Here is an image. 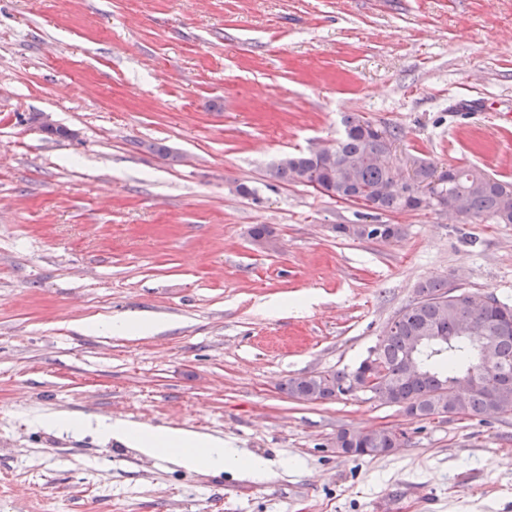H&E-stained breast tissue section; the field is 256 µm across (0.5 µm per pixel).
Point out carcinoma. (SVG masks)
<instances>
[{"label": "carcinoma", "mask_w": 512, "mask_h": 512, "mask_svg": "<svg viewBox=\"0 0 512 512\" xmlns=\"http://www.w3.org/2000/svg\"><path fill=\"white\" fill-rule=\"evenodd\" d=\"M343 131L332 143L334 159H314L308 154L285 155L266 171L274 182L309 181L327 184V189L346 194L358 193L362 205L380 213H398L428 209L411 194V188L392 187V172L387 160L388 145L395 134H367L364 127L372 122L359 114L342 120ZM438 166L420 159L414 188L425 189L439 177L435 204L445 205L475 221L512 224V183L489 175L478 167L450 166L437 175ZM391 333L379 338L368 355L350 371H325L288 379L286 390L296 399L311 401L338 399L343 389L357 382L370 395L389 404L402 406L420 420L453 412L463 418H485L497 407L512 409V305L491 293L463 290L448 295V281L432 278L419 283L416 297L393 320ZM411 336H436L443 344L423 348L416 357L420 373H405L407 340ZM493 347L496 363L481 364L478 347ZM470 375L481 388L461 393L454 382ZM401 431L365 432L343 430L336 435L338 448H368L372 457L387 454L399 446Z\"/></svg>", "instance_id": "carcinoma-1"}]
</instances>
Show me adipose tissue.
Here are the masks:
<instances>
[{"label":"adipose tissue","instance_id":"adipose-tissue-1","mask_svg":"<svg viewBox=\"0 0 512 512\" xmlns=\"http://www.w3.org/2000/svg\"><path fill=\"white\" fill-rule=\"evenodd\" d=\"M52 427L80 432L94 428L101 436L123 442H132L149 456H165L181 464L208 470L232 468L261 477L268 464L260 457L238 449L225 447L223 439L200 435L178 428H148L126 421L98 419H55Z\"/></svg>","mask_w":512,"mask_h":512}]
</instances>
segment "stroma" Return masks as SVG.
Listing matches in <instances>:
<instances>
[{
    "instance_id": "1",
    "label": "stroma",
    "mask_w": 512,
    "mask_h": 512,
    "mask_svg": "<svg viewBox=\"0 0 512 512\" xmlns=\"http://www.w3.org/2000/svg\"><path fill=\"white\" fill-rule=\"evenodd\" d=\"M352 113L400 159L512 182V0H0V512H512V416L284 389L353 369L427 279L512 304V224L268 182ZM363 222L404 234L335 231ZM143 315L161 331L101 327ZM56 414L219 437L269 472L189 470ZM377 427L400 446L337 452ZM396 431L388 433L385 431L342 430L336 435V449L342 454L351 456L360 448H382L381 450H372L366 454L364 450L360 452L365 456L372 457L385 455L400 444V437H403V433L402 431ZM384 448H388L389 452Z\"/></svg>"
}]
</instances>
